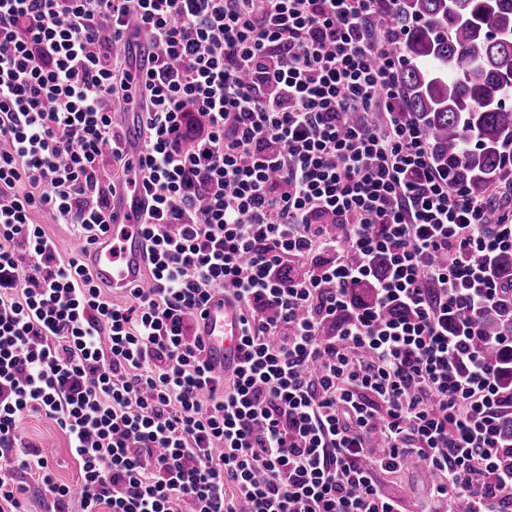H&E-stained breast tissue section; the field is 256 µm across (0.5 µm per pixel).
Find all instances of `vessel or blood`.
I'll list each match as a JSON object with an SVG mask.
<instances>
[{
	"label": "vessel or blood",
	"mask_w": 512,
	"mask_h": 512,
	"mask_svg": "<svg viewBox=\"0 0 512 512\" xmlns=\"http://www.w3.org/2000/svg\"><path fill=\"white\" fill-rule=\"evenodd\" d=\"M146 206L142 193L119 189L112 201V222L84 254L99 281L119 294L146 286V240L140 216ZM204 358L216 371L230 373L241 361V311L223 292H216L200 322Z\"/></svg>",
	"instance_id": "vessel-or-blood-1"
}]
</instances>
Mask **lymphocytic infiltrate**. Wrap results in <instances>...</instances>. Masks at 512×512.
I'll return each instance as SVG.
<instances>
[{
	"instance_id": "1",
	"label": "lymphocytic infiltrate",
	"mask_w": 512,
	"mask_h": 512,
	"mask_svg": "<svg viewBox=\"0 0 512 512\" xmlns=\"http://www.w3.org/2000/svg\"><path fill=\"white\" fill-rule=\"evenodd\" d=\"M395 0H0V512H405L386 476H433L420 512H512V409L481 348L512 315V198L433 164ZM147 31L152 53H125ZM145 116L126 145L118 113ZM359 115L348 124L346 113ZM151 288L109 298L80 256L131 172ZM241 362L214 375L217 290ZM56 422L80 487L26 446ZM45 229L64 255L72 256L79 253L80 241L69 232L64 224L46 223ZM204 340V358L215 370L230 373L241 362V311L238 305L216 292L206 307L200 322Z\"/></svg>"
}]
</instances>
